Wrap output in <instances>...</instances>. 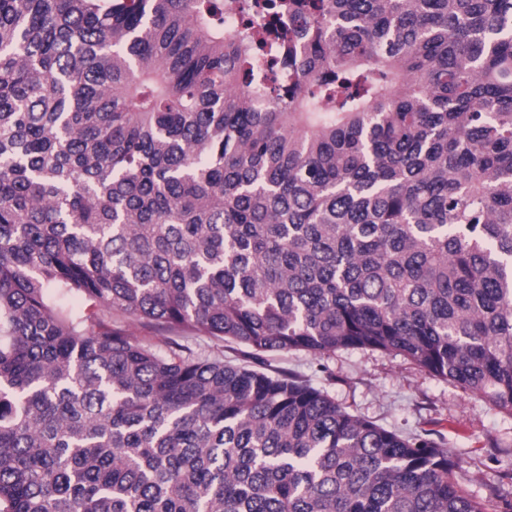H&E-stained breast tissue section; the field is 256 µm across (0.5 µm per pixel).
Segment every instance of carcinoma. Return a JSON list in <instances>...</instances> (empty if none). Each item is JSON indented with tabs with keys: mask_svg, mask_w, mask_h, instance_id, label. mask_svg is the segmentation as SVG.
I'll return each instance as SVG.
<instances>
[{
	"mask_svg": "<svg viewBox=\"0 0 512 512\" xmlns=\"http://www.w3.org/2000/svg\"><path fill=\"white\" fill-rule=\"evenodd\" d=\"M226 342L512 414V0H0V512H485ZM127 329L134 337L151 341L162 348L164 347V341L167 336H186V334H182L180 332L163 331L152 325L138 322L131 323L130 321L127 322Z\"/></svg>",
	"mask_w": 512,
	"mask_h": 512,
	"instance_id": "1",
	"label": "carcinoma"
}]
</instances>
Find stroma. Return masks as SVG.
I'll return each mask as SVG.
<instances>
[{
    "label": "stroma",
    "instance_id": "1",
    "mask_svg": "<svg viewBox=\"0 0 512 512\" xmlns=\"http://www.w3.org/2000/svg\"><path fill=\"white\" fill-rule=\"evenodd\" d=\"M227 363L294 373L323 388L351 413L399 434H431L452 451L453 473L484 504L501 512L512 501V416L486 400L440 382L409 361L370 351L327 358L290 351L256 359L224 345Z\"/></svg>",
    "mask_w": 512,
    "mask_h": 512
}]
</instances>
